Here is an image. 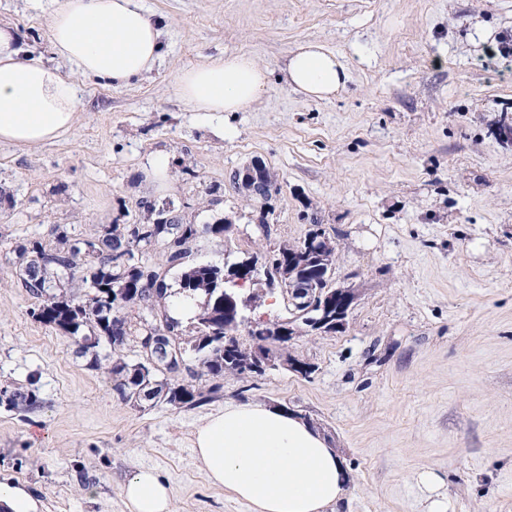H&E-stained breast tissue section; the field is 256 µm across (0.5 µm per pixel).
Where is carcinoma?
<instances>
[{"label": "carcinoma", "instance_id": "carcinoma-1", "mask_svg": "<svg viewBox=\"0 0 512 512\" xmlns=\"http://www.w3.org/2000/svg\"><path fill=\"white\" fill-rule=\"evenodd\" d=\"M141 237L136 246L148 248L164 243L170 248L168 262L179 264L186 257V245L197 236L194 224H141ZM125 238L119 234L91 242L92 249L85 247V242H77L64 251L60 257L57 269L73 275L82 271L81 281L84 291L80 293L55 294L47 288L39 286L22 274V285L34 298L40 301V319L55 325L66 334L82 343L87 334L100 335L101 327L117 319L122 323V340L116 342L107 339L109 351L90 350L82 345V353L90 354L87 366L93 370L105 369L112 376L115 389L121 397L132 405L141 406L146 403H165L180 408L192 409L207 402L211 395L223 388L226 376L241 377L245 370L240 367V361L245 358L250 349L241 343L234 348L225 349L224 342V293L211 289L216 270L210 267L193 266L183 272L179 281L178 294L185 300H192L198 295L204 296L199 312L194 316L197 321V334L188 338L186 344L199 355L201 365L200 376L212 381L209 387L193 384L178 383L166 374L173 370L164 366L160 361L138 362L132 364L122 355V347L133 335V324L127 306L138 304L149 313H154L156 307L167 299V288L158 281V274L151 267L140 262H131L136 272L116 261L114 252L124 246ZM288 253L297 260L288 268L292 276H303L318 268H331L338 261L336 248L322 244L317 251H305V242L285 244L278 248L272 259H278ZM128 280L132 292L124 298L112 303L101 296L103 287H111L114 283ZM288 322L295 328H301L311 318L315 311L306 305L291 304L288 308ZM142 331L139 334L140 343H145L152 332L166 329L170 336L166 337L167 344L173 348H181V337L176 334L178 322L164 319L157 323L140 318Z\"/></svg>", "mask_w": 512, "mask_h": 512}]
</instances>
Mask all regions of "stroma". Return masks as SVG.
<instances>
[{"label": "stroma", "mask_w": 512, "mask_h": 512, "mask_svg": "<svg viewBox=\"0 0 512 512\" xmlns=\"http://www.w3.org/2000/svg\"><path fill=\"white\" fill-rule=\"evenodd\" d=\"M165 24L155 69L115 90L77 78L73 129L44 146L0 144V482L42 512H127L120 487L150 466L176 512H252L212 484L191 448L204 417L252 401L308 416L350 475L342 512H427L418 483L439 474L448 512H512V0H144ZM55 0H0L26 53L53 66ZM317 41L350 79L313 101L283 77L290 51ZM247 53L269 71L241 112H194L185 68ZM167 169L149 176L157 154ZM268 199L230 181L253 161ZM201 234L184 263L164 244L137 251L169 286L187 267L302 241L321 225L335 278L359 295L347 326L294 337L310 377H230L206 404L138 408L75 341L41 322L17 246L45 249L128 232L149 207ZM34 392L40 408L9 399Z\"/></svg>", "instance_id": "35a3bbf8"}]
</instances>
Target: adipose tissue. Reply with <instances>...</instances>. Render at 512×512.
I'll list each match as a JSON object with an SVG mask.
<instances>
[{
  "label": "adipose tissue",
  "instance_id": "1",
  "mask_svg": "<svg viewBox=\"0 0 512 512\" xmlns=\"http://www.w3.org/2000/svg\"><path fill=\"white\" fill-rule=\"evenodd\" d=\"M163 21L143 0H59L49 22L51 48L68 71L21 58L20 34L0 25V143L57 141L76 120V76L122 89L150 72L163 54ZM348 71L336 53L308 41L292 50L286 82L311 100H330ZM269 72L248 54H227L183 70L178 96L195 112H240L264 92ZM195 457L213 484L254 512H335L345 497L339 453L303 418L260 403H235L195 427ZM128 512H174L175 489L149 467L122 485Z\"/></svg>",
  "mask_w": 512,
  "mask_h": 512
}]
</instances>
